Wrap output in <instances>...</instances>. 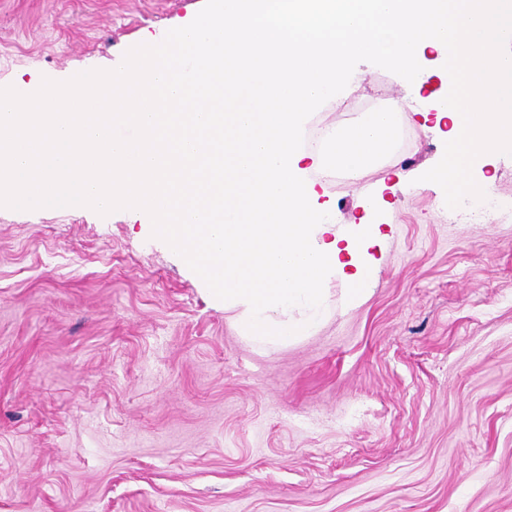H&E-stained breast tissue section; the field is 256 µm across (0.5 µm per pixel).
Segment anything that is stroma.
<instances>
[{
    "mask_svg": "<svg viewBox=\"0 0 512 512\" xmlns=\"http://www.w3.org/2000/svg\"><path fill=\"white\" fill-rule=\"evenodd\" d=\"M205 0H0V86L109 70ZM312 137L402 102L368 62ZM362 178L311 173L379 227L369 294L324 284L309 336L259 347L241 308L128 210L0 207V512H512V158L474 221L418 181L434 120L397 115Z\"/></svg>",
    "mask_w": 512,
    "mask_h": 512,
    "instance_id": "1",
    "label": "stroma"
}]
</instances>
